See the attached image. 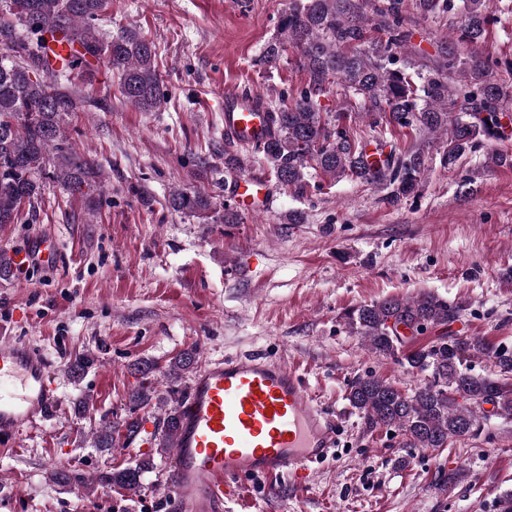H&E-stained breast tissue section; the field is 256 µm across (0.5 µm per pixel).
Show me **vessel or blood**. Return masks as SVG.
Wrapping results in <instances>:
<instances>
[{
    "label": "vessel or blood",
    "instance_id": "b4317fda",
    "mask_svg": "<svg viewBox=\"0 0 512 512\" xmlns=\"http://www.w3.org/2000/svg\"><path fill=\"white\" fill-rule=\"evenodd\" d=\"M265 107L255 96L224 95V129L231 141L259 135ZM229 191L240 209L258 212L266 181L239 176ZM59 247L39 239L9 253L12 268L54 266ZM58 402L43 357L21 342L0 341V434L43 422ZM339 419L320 407L300 375L260 352L206 362L179 406L175 461L169 476L177 512H224L239 479L290 477L302 488L313 464L337 445Z\"/></svg>",
    "mask_w": 512,
    "mask_h": 512
}]
</instances>
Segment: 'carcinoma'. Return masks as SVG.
<instances>
[{"mask_svg": "<svg viewBox=\"0 0 512 512\" xmlns=\"http://www.w3.org/2000/svg\"><path fill=\"white\" fill-rule=\"evenodd\" d=\"M106 5L107 0H0V224L18 222L20 206H34L50 183L72 193L103 187V165L69 144L66 118L76 108L69 87L74 73L91 77L92 62L106 59L122 70L120 92L128 102L143 112L161 106L154 44L131 30L110 40L95 35ZM412 6L424 16L460 15L450 28L448 48L425 73H409L412 63L400 58L409 41L402 24L406 0H294L256 64L270 66L286 48L295 49L306 87L292 106L283 100L265 104L271 130L264 140L241 141L236 153L224 154V168L242 172L246 155L260 154L280 184L299 187L304 170L313 165L335 179L376 185L386 191L382 201L394 204L418 193L426 160L420 150H400L386 140L391 128L447 135L443 162L450 170L481 139L506 137L504 87L489 76L488 63L471 53L494 23L491 0H412ZM58 31L73 52L60 69L49 56ZM464 48L470 53L463 54ZM335 86L340 88L336 112H324L319 98ZM352 96L363 102L371 128L365 136L346 124ZM167 207L205 224L229 222L226 214L215 217L210 197L198 191L172 190ZM461 311L459 304L421 292L344 313V325L370 350L427 376L411 394L374 374L348 386L351 406L370 423L399 431L409 448H445L477 435L488 415L467 399L490 403L494 414L512 419V352L479 336L448 335V325ZM429 330L436 331L431 342L405 349L407 336ZM475 353L492 356L496 371L473 374L469 358ZM195 363L196 352H183L169 370L178 375ZM178 426L174 411L159 418L160 450L171 446ZM139 428L136 418L106 422L95 433V447L108 451L122 439L129 442ZM147 466L141 462L73 476L58 472L55 480L135 493Z\"/></svg>", "mask_w": 512, "mask_h": 512, "instance_id": "obj_1", "label": "carcinoma"}]
</instances>
